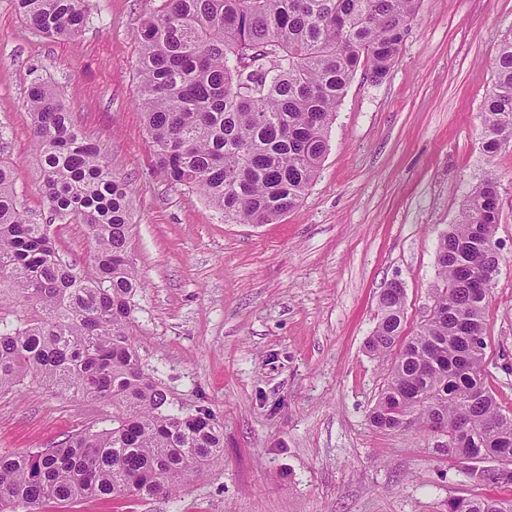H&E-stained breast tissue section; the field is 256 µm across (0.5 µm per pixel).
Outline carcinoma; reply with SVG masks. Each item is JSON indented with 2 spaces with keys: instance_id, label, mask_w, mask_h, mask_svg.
<instances>
[{
  "instance_id": "1",
  "label": "carcinoma",
  "mask_w": 512,
  "mask_h": 512,
  "mask_svg": "<svg viewBox=\"0 0 512 512\" xmlns=\"http://www.w3.org/2000/svg\"><path fill=\"white\" fill-rule=\"evenodd\" d=\"M417 0H159L143 21L137 97L156 165L196 191L226 224H271L299 205L328 150L336 112L358 70L382 82ZM30 30L72 39L90 23L86 0H15ZM482 102V148L493 159L512 139V30L493 58ZM31 139L49 220L22 207L1 156L0 390L38 382L112 406L105 428L87 427L36 453L0 454V512H35L44 501L108 496L173 497L204 479L224 455V430L206 407L175 409L142 365L131 321L144 287L129 254L124 183L72 123L57 92L27 90ZM499 181L490 172L465 196L440 238L433 289L438 316L404 335V292L386 286L368 353L390 361L369 410L372 427L412 419L448 442L466 422L474 450L512 485V413L489 391L485 312L501 256ZM82 224L86 266L62 261L54 223ZM448 512H512V500L448 499Z\"/></svg>"
}]
</instances>
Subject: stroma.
Segmentation results:
<instances>
[{
	"label": "stroma",
	"instance_id": "obj_1",
	"mask_svg": "<svg viewBox=\"0 0 512 512\" xmlns=\"http://www.w3.org/2000/svg\"><path fill=\"white\" fill-rule=\"evenodd\" d=\"M154 0H88L73 40L32 33L0 0V130L19 199L42 211L26 90L58 92L125 183L130 255L145 287L131 314L141 362L183 412L208 407L224 457L177 499L87 497L39 512H446L449 498L512 500L418 433L381 432L367 413L388 374L365 342L391 281L405 335L433 304L440 236L487 172L500 182V270L485 317L487 384L512 412V144L481 150L492 59L512 0H419L386 79L356 74L317 178L272 224H228L168 184L136 104L139 37ZM59 255L89 260L86 228L53 224ZM111 407L47 387L0 392V453L52 447Z\"/></svg>",
	"mask_w": 512,
	"mask_h": 512
}]
</instances>
